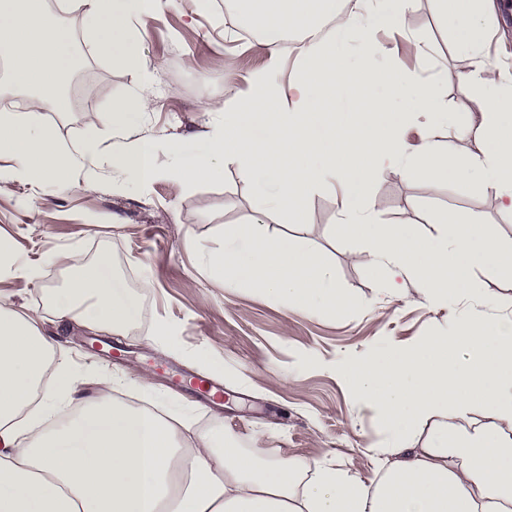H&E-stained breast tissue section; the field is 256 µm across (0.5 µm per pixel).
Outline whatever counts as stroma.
Returning a JSON list of instances; mask_svg holds the SVG:
<instances>
[{"mask_svg": "<svg viewBox=\"0 0 512 512\" xmlns=\"http://www.w3.org/2000/svg\"><path fill=\"white\" fill-rule=\"evenodd\" d=\"M42 2L58 11L57 0ZM58 13L85 64L71 107L44 112L43 118L61 143L72 145L127 94L131 78L111 55L83 48L79 11ZM417 40L425 42L424 53L411 50ZM383 41L418 79L437 81L449 111L463 118L481 108L479 98L457 90L458 75L470 62L452 53L449 34L436 25L432 0H418L407 31L384 34ZM142 53L157 68L145 93L158 106L138 133L155 140L163 171L171 163L167 136L189 142L206 131L225 99L247 93L268 60L266 48L240 26L224 0H212L203 15L195 0H169L161 16L149 21ZM339 194L336 182H328L307 198L305 223H292L285 213L265 223L268 234L298 238L333 266L338 287L352 301L333 316L284 308L249 288L224 287L203 271L200 252L218 248L226 233L253 215L251 188L233 165L225 168L223 181L203 180L191 189L165 174L147 188L123 191L108 177L92 191L76 183L64 190L0 183V236L42 262L35 283H0V297L47 312L44 288L71 276L66 253L108 255L113 274L138 297L141 313L118 336L79 327L61 332L57 358L85 372V397L98 398L100 377L133 380L147 373L159 409L186 421L190 430L213 429L246 451L332 465L367 483L386 460L385 430L376 414L354 406L337 360H363L383 347L438 335L470 304L438 307L412 290L379 288L357 259L356 240L340 230ZM22 195L29 197V208H18ZM372 197L383 223L412 224L429 236L434 214L455 209L495 224L503 240L512 242V214L478 186L450 181L432 188L420 176L391 172ZM159 323L168 329L161 339L153 335ZM177 371L219 380L223 407L198 406L188 389L173 384Z\"/></svg>", "mask_w": 512, "mask_h": 512, "instance_id": "1", "label": "stroma"}]
</instances>
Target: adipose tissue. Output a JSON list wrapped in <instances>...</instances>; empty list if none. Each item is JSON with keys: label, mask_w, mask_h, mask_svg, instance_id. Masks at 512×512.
<instances>
[{"label": "adipose tissue", "mask_w": 512, "mask_h": 512, "mask_svg": "<svg viewBox=\"0 0 512 512\" xmlns=\"http://www.w3.org/2000/svg\"><path fill=\"white\" fill-rule=\"evenodd\" d=\"M168 0H76L85 43L114 55L132 76L129 94L73 147L61 144L42 111L59 106L56 89L68 65L56 15L37 0H0V55L10 77L31 92L25 112L0 113V182L97 187L112 174L117 188L146 186L161 174L152 139L132 133L155 107L145 95L154 66L141 52L149 20ZM416 0H226L225 6L269 50L251 93L224 103V116L192 145L171 139L172 179L187 188L220 180L235 164L253 191L256 221L238 225L201 263L225 287L244 284L289 308L344 311L349 297L331 267L310 248L260 226L287 212L306 221L303 204L327 179L340 184L343 231L361 244L358 256L388 288L404 277L444 307L474 305L439 336L389 346L371 359H341L352 401L375 412L390 461L371 483L335 467L298 459L260 461L217 434L191 445L167 416L117 399L97 402L58 428L47 420L78 401L87 379L55 358L57 342L38 313L0 305V512H512V317L488 310L512 307V297L483 296L477 276L512 278V244L481 219L452 210L435 219L426 238L411 224H383L370 191L389 169L420 174L429 186L453 179L492 190L512 213V84L482 59L491 0H434L459 57L462 96L483 100L453 138L434 131L448 123L436 82L408 73L376 35L406 30ZM294 35L300 90L287 97L279 79L278 44ZM394 75L384 85L386 75ZM383 83L362 101L360 86ZM345 92L341 120L321 110L324 97ZM419 134L409 141V130ZM481 146L472 149V136ZM75 276L48 289L53 323L114 334L140 316V303L111 272L107 256L67 257ZM428 443L418 446L420 434Z\"/></svg>", "instance_id": "1"}]
</instances>
